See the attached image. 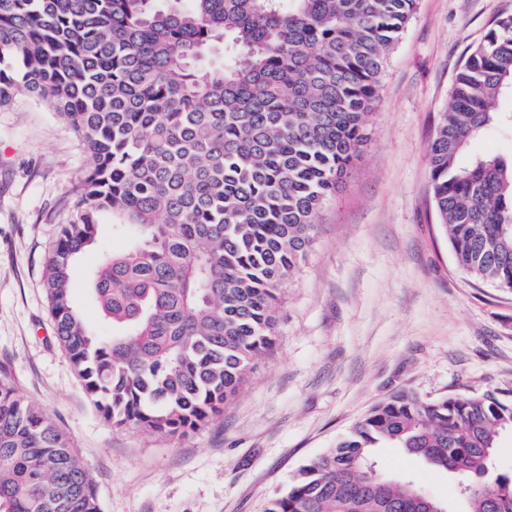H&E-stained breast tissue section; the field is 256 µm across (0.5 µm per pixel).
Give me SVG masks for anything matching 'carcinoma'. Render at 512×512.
I'll return each mask as SVG.
<instances>
[{
    "instance_id": "obj_1",
    "label": "carcinoma",
    "mask_w": 512,
    "mask_h": 512,
    "mask_svg": "<svg viewBox=\"0 0 512 512\" xmlns=\"http://www.w3.org/2000/svg\"><path fill=\"white\" fill-rule=\"evenodd\" d=\"M417 0H0V105L26 92L90 154L76 216L46 263L56 339L102 419L161 436L198 430L276 342L284 284L316 216L365 145L387 58ZM512 95V15L469 49L428 146L458 267L512 291V160L470 141ZM89 292L70 300L103 228ZM512 405L493 392L377 402L299 469L266 512H444L375 468L393 445L459 480L465 512H512L495 449ZM0 512H101L68 435L0 378ZM101 250L88 253L83 260L75 265L73 271V301L76 308L85 317V319L94 326H102V320L97 307L92 302L88 290L86 289L87 274L89 269L96 263Z\"/></svg>"
}]
</instances>
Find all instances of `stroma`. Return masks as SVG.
<instances>
[{
  "instance_id": "1",
  "label": "stroma",
  "mask_w": 512,
  "mask_h": 512,
  "mask_svg": "<svg viewBox=\"0 0 512 512\" xmlns=\"http://www.w3.org/2000/svg\"><path fill=\"white\" fill-rule=\"evenodd\" d=\"M510 14L512 0H418L363 152L286 284L275 348L221 416L181 437L105 423L58 344L45 265L92 160L46 104L20 92L0 106V375L69 436L102 512H265L300 467L398 388L512 400V292L458 268L427 161L467 50ZM374 461L461 512L450 474L390 446Z\"/></svg>"
}]
</instances>
